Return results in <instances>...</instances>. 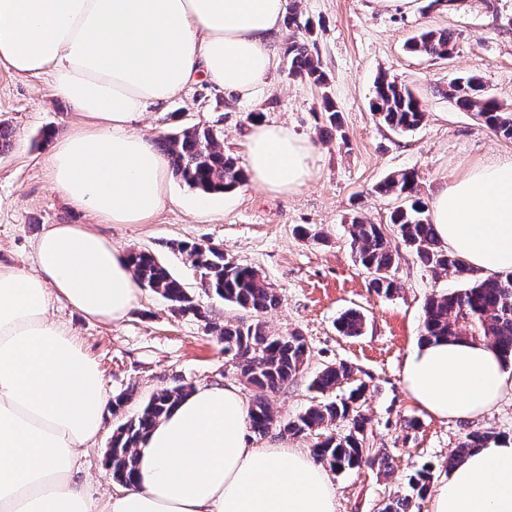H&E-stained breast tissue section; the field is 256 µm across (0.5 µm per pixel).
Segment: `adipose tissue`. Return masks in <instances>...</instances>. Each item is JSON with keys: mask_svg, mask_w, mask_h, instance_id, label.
<instances>
[{"mask_svg": "<svg viewBox=\"0 0 512 512\" xmlns=\"http://www.w3.org/2000/svg\"><path fill=\"white\" fill-rule=\"evenodd\" d=\"M286 0H0V66L50 79L82 120L54 142V191L96 224H146L169 200L167 159L137 123L196 76L251 99L275 65ZM316 145L263 119L250 124V185L292 194L311 181ZM449 251L487 274L512 272V155L477 162L432 200ZM36 273L0 267V512H336L310 452L250 445L237 387L189 391L141 441L132 481L92 498L81 448L101 432L108 397L97 364L48 316L63 302L112 323L138 299L127 252L83 224H54ZM403 376L418 407L471 420L512 394V364L471 340L421 341ZM431 512H512V439L471 449Z\"/></svg>", "mask_w": 512, "mask_h": 512, "instance_id": "ef3b65f1", "label": "adipose tissue"}]
</instances>
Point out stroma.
<instances>
[{"mask_svg":"<svg viewBox=\"0 0 512 512\" xmlns=\"http://www.w3.org/2000/svg\"><path fill=\"white\" fill-rule=\"evenodd\" d=\"M301 20L310 22L313 45L329 76L328 91L291 78L278 61L254 99L228 96L200 80L173 98L166 111L147 112L141 126L160 139L193 125L222 128L225 154L245 165L250 113L285 123L315 141V174L299 193L275 195L244 184L212 195L208 213H198V190L172 179V199L146 224H101L98 232L130 251L148 249L168 266L206 311V319L174 312L169 301L143 288L137 307L122 321L91 320L64 303L53 319L64 322L98 364L108 396L127 395L123 413L106 414L102 431L82 454V478L94 496L116 491L106 454L113 432L157 391L177 385L210 383L239 387L246 402L258 391L244 382L209 322H251L236 305L207 295L198 274L176 245L199 241L257 269L281 295L278 307L262 316L279 334L299 332L309 347L304 371L268 397L274 418L284 422L322 394L311 389L316 371L336 362L354 369L337 396L364 386L360 411L369 420L372 447L385 449L395 472L378 469L331 472L336 512H374L377 503L410 494L409 480L431 468L435 480L448 474L449 455L473 429L512 437V397L471 421L438 420L422 411L403 381L409 348L422 334L423 305L430 295L462 287L455 275L435 277L410 253H403L392 294L374 292L349 247L352 218L389 221L395 200L375 194L388 175L411 170L424 201L470 164L512 151V140L496 137L473 113L448 99L451 79L479 77L487 93L512 109V0H414L410 10L386 0H295ZM424 29H448L454 50L445 59L410 52L411 37ZM389 75L421 99L423 124L397 134L370 109L375 79ZM330 95L342 127L331 140L316 130L321 98ZM78 116L55 96L48 78L24 77L0 67V121L13 132L14 146L0 155V265L35 272L34 248L52 224H84L88 218L57 193L48 179L50 143L44 132L69 131ZM355 308L366 317L361 335L338 332L341 313Z\"/></svg>","mask_w":512,"mask_h":512,"instance_id":"stroma-1","label":"stroma"}]
</instances>
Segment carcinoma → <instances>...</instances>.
Segmentation results:
<instances>
[{"label": "carcinoma", "instance_id": "cac0c4a2", "mask_svg": "<svg viewBox=\"0 0 512 512\" xmlns=\"http://www.w3.org/2000/svg\"><path fill=\"white\" fill-rule=\"evenodd\" d=\"M453 48V33L447 29L425 30L411 45V51L436 58L450 56ZM283 54L288 59L289 76L327 89L322 63L304 38L288 42ZM446 95L460 110L476 113L495 136L512 140V111L486 94L476 77L449 82ZM322 100L323 121L318 132L327 139L338 131L340 121L329 94L323 93ZM373 108L379 122L396 133L418 128L425 117L421 100L407 86L385 74L377 80ZM222 137L223 131L214 126L194 125L163 136L156 147L166 156L173 175L189 187L205 194L225 192L242 185L246 177L235 159L224 154ZM376 192L395 196L401 205L392 212L388 228L362 219L351 224L350 248L355 262L371 276L370 287L388 295L399 288L394 270L399 247H405L433 274L450 272L467 281L464 288L427 298L423 307L422 338L456 339L466 329L469 338L486 342L505 360L511 361L512 273L476 276L462 259L442 245L426 205L418 197L414 173L391 174L377 185ZM176 249L189 257L206 293L255 314L250 323L212 326L213 332L224 342V350L233 354L235 367L247 383L274 393L303 372L309 360L304 337L296 332L276 334L261 320L262 313L280 304L281 296L256 269L225 258L224 252L212 244L182 242ZM130 259L141 287L163 296L180 314L207 318L201 306L154 253L133 250ZM363 326L364 315L354 309L343 312L337 320V330L347 336L361 334ZM352 374V367L345 363L326 365L316 372L312 385L322 394L331 393L350 380ZM363 393L364 386L360 385L346 398L312 404L279 430L294 436L320 437L312 448L313 456L333 470L376 466L390 474L394 470V459L387 452L370 447L369 419L353 408ZM185 394L187 390L183 386L163 389L119 426L112 435V454L108 457L113 480L122 485L131 482L134 449ZM337 421L347 422V430L325 433ZM274 425L276 420L269 403L258 396L250 407L249 428L264 437ZM495 439L497 436L478 429L467 432L448 458V466L460 464L470 449ZM433 477L430 470L417 472L410 481L412 495L389 500L380 512H412L413 500L425 498Z\"/></svg>", "mask_w": 512, "mask_h": 512}]
</instances>
